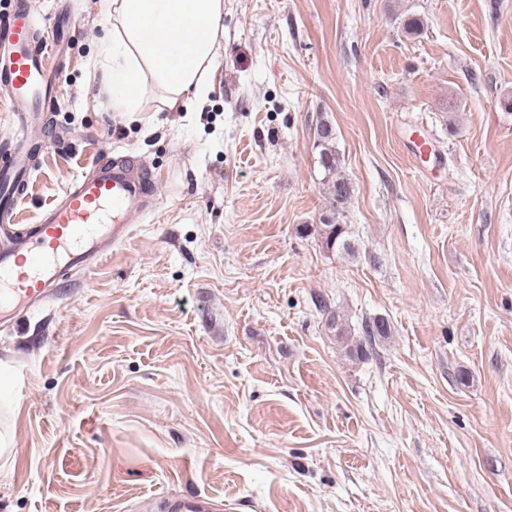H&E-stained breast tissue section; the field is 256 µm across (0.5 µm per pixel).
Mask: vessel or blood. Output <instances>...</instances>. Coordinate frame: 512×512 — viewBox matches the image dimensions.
<instances>
[{"label":"vessel or blood","instance_id":"b4317fda","mask_svg":"<svg viewBox=\"0 0 512 512\" xmlns=\"http://www.w3.org/2000/svg\"><path fill=\"white\" fill-rule=\"evenodd\" d=\"M28 0L0 21V82L20 104L13 128L0 139V328L53 299L72 270L96 267L107 246L131 233L128 218L144 202L146 171L96 163L79 177L39 223L16 224L29 180V132L35 113L53 102L56 77L44 60L53 50ZM222 503L204 495L171 498L168 512H221Z\"/></svg>","mask_w":512,"mask_h":512}]
</instances>
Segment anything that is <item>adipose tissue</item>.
<instances>
[{
	"label": "adipose tissue",
	"mask_w": 512,
	"mask_h": 512,
	"mask_svg": "<svg viewBox=\"0 0 512 512\" xmlns=\"http://www.w3.org/2000/svg\"><path fill=\"white\" fill-rule=\"evenodd\" d=\"M112 21L100 46L101 86L116 112H139L147 89L173 109L204 104L209 68L222 49L224 0H99Z\"/></svg>",
	"instance_id": "1"
}]
</instances>
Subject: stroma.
Here are the masks:
<instances>
[{
  "label": "stroma",
  "instance_id": "1",
  "mask_svg": "<svg viewBox=\"0 0 512 512\" xmlns=\"http://www.w3.org/2000/svg\"><path fill=\"white\" fill-rule=\"evenodd\" d=\"M29 3L76 32L17 223L98 158L150 180L129 239L0 331V512H512V0H224L206 103L128 114L98 0ZM322 119L352 256L316 229ZM222 503L204 495H192L167 500L168 512H215L224 510Z\"/></svg>",
  "mask_w": 512,
  "mask_h": 512
}]
</instances>
